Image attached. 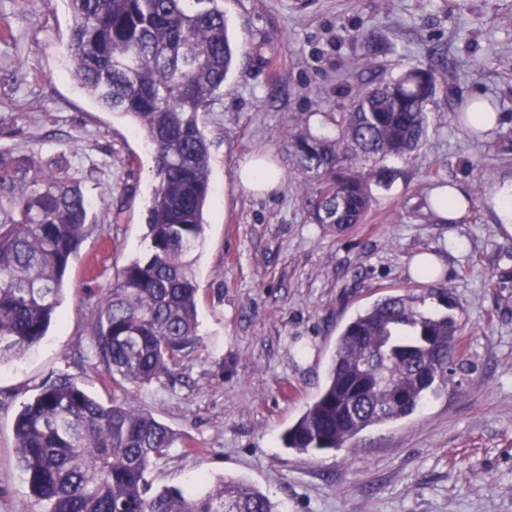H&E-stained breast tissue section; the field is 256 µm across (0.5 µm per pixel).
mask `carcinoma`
Instances as JSON below:
<instances>
[{
	"label": "carcinoma",
	"mask_w": 512,
	"mask_h": 512,
	"mask_svg": "<svg viewBox=\"0 0 512 512\" xmlns=\"http://www.w3.org/2000/svg\"><path fill=\"white\" fill-rule=\"evenodd\" d=\"M70 75L94 100L129 119L154 155L147 254L107 289L93 328L112 380L105 405L59 380L14 423L18 464L43 512H274L255 485L225 479L194 497L151 492L147 474L179 436L129 400L201 346L194 254L211 192L210 111L236 46L224 0H65ZM448 97L432 66H414L366 88L338 113V135L288 129L297 164L315 172L309 219L338 230L365 222L371 184L387 186L426 140L427 107ZM88 202L61 168L0 151V360L39 342L56 316L66 271L81 243ZM461 326L427 314L409 294L383 295L336 338L323 389L283 434L299 454L336 450L370 426L412 414L464 370Z\"/></svg>",
	"instance_id": "obj_1"
}]
</instances>
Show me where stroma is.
<instances>
[{"label":"stroma","instance_id":"1","mask_svg":"<svg viewBox=\"0 0 512 512\" xmlns=\"http://www.w3.org/2000/svg\"><path fill=\"white\" fill-rule=\"evenodd\" d=\"M238 54L212 111L211 194L195 268L201 349L128 396L184 441L150 473L154 488L234 478L276 512H512V235L485 200L512 174V0H224ZM63 0H0V150L68 168L88 224L46 336L0 362V512H41L16 462L13 424L43 385L66 377L103 403L112 382L93 327L117 273L148 249L151 151L128 118L71 79ZM417 64L454 91L428 114L417 155L374 188L365 223L338 233L311 223L312 179L294 164L288 127L334 135L352 96ZM499 110L478 136L457 111L474 94ZM270 154L280 188L240 186L244 156ZM464 183L473 209L442 224L427 193ZM440 253L467 370L415 413L367 428L338 450L299 455L281 436L322 389L336 338L377 297L397 292L439 310L412 257Z\"/></svg>","mask_w":512,"mask_h":512}]
</instances>
